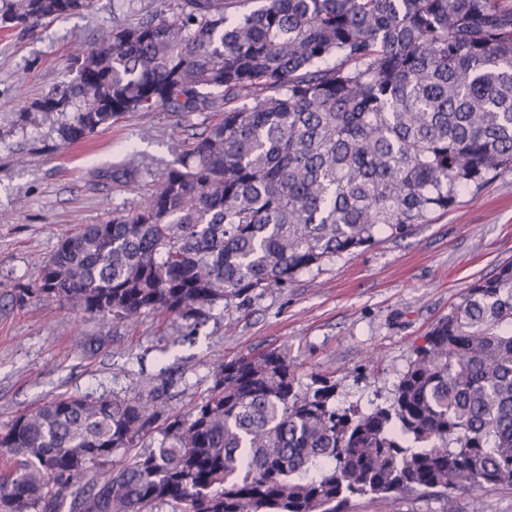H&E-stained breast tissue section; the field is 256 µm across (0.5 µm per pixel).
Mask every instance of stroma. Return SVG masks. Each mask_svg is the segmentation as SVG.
I'll use <instances>...</instances> for the list:
<instances>
[{
    "label": "stroma",
    "mask_w": 512,
    "mask_h": 512,
    "mask_svg": "<svg viewBox=\"0 0 512 512\" xmlns=\"http://www.w3.org/2000/svg\"><path fill=\"white\" fill-rule=\"evenodd\" d=\"M170 2L94 0L84 15L0 29V427L59 394H131L152 376L167 378L169 403L184 412L205 395L217 362L270 349L287 352L301 383L330 378L339 405H388L432 325L474 281L512 263V172L479 195H459L407 237L381 239L287 285L214 307L192 336L155 313L126 326L35 296L18 300L64 235L129 208L204 120L132 112L64 146L46 124L20 133L18 112L68 79L76 46L135 15L169 11ZM346 512H512V488L406 493L393 503L356 498Z\"/></svg>",
    "instance_id": "1"
}]
</instances>
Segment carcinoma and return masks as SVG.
<instances>
[{
	"label": "carcinoma",
	"instance_id": "1",
	"mask_svg": "<svg viewBox=\"0 0 512 512\" xmlns=\"http://www.w3.org/2000/svg\"><path fill=\"white\" fill-rule=\"evenodd\" d=\"M262 2L173 0L117 24L22 113L63 146L129 112L211 118L150 193L65 235L22 296L194 328L512 171V0ZM91 6L0 0V24ZM334 396L276 349L217 363L185 413L154 380L56 396L0 431V512H344L512 486V264L432 327L389 405Z\"/></svg>",
	"mask_w": 512,
	"mask_h": 512
}]
</instances>
